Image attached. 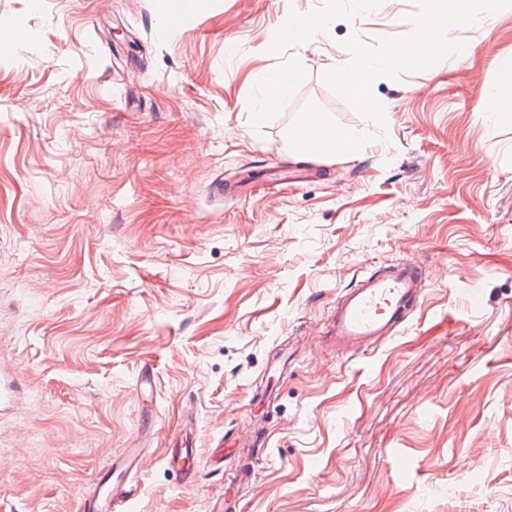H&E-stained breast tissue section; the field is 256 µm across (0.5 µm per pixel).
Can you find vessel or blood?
<instances>
[{
  "label": "vessel or blood",
  "instance_id": "obj_1",
  "mask_svg": "<svg viewBox=\"0 0 512 512\" xmlns=\"http://www.w3.org/2000/svg\"><path fill=\"white\" fill-rule=\"evenodd\" d=\"M422 288L419 271L402 262L390 265L384 274L362 278L341 297L333 311L326 336L328 349L336 354L367 353L377 337L398 331L409 306L419 300ZM182 431V437L171 440L163 461L167 471L182 483L193 484L200 478L199 451L184 442L195 431L193 412H186ZM145 456L142 436H134L127 448L113 456L92 489L83 493L82 512H129L133 481Z\"/></svg>",
  "mask_w": 512,
  "mask_h": 512
}]
</instances>
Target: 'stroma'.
<instances>
[{"label": "stroma", "instance_id": "1", "mask_svg": "<svg viewBox=\"0 0 512 512\" xmlns=\"http://www.w3.org/2000/svg\"><path fill=\"white\" fill-rule=\"evenodd\" d=\"M413 9L0 0V358L22 387L0 402V512H80L140 430L131 512H224V433L255 420L269 442L238 512H512V103L481 109L512 7L452 30L463 52L376 80L384 135L321 79L343 40L406 34ZM313 12L316 42L278 43ZM288 68L299 82L260 113ZM310 100L372 141L295 154ZM396 262L425 285L403 328L346 361L324 350L343 289ZM188 408L195 485L162 462Z\"/></svg>", "mask_w": 512, "mask_h": 512}]
</instances>
